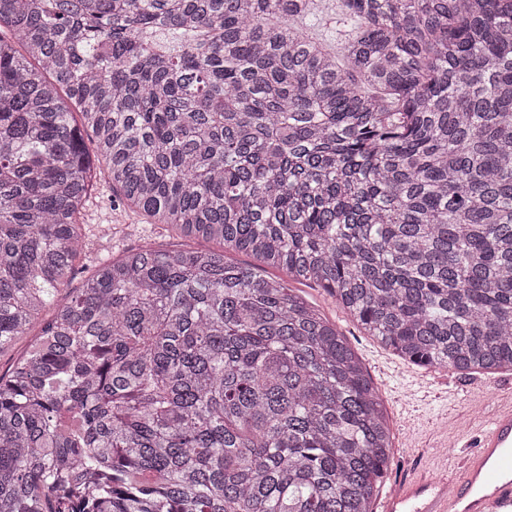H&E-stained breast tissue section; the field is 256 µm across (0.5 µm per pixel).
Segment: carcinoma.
I'll return each mask as SVG.
<instances>
[{
  "label": "carcinoma",
  "instance_id": "1",
  "mask_svg": "<svg viewBox=\"0 0 512 512\" xmlns=\"http://www.w3.org/2000/svg\"><path fill=\"white\" fill-rule=\"evenodd\" d=\"M312 4L0 0V352L40 326L0 512H374L383 401L266 267L415 365L512 370V0H340L338 53ZM95 161L185 243L57 301Z\"/></svg>",
  "mask_w": 512,
  "mask_h": 512
}]
</instances>
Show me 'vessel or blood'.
I'll return each mask as SVG.
<instances>
[{
  "instance_id": "1",
  "label": "vessel or blood",
  "mask_w": 512,
  "mask_h": 512,
  "mask_svg": "<svg viewBox=\"0 0 512 512\" xmlns=\"http://www.w3.org/2000/svg\"><path fill=\"white\" fill-rule=\"evenodd\" d=\"M377 512H512V393L501 394L477 451L453 478L418 470L400 479Z\"/></svg>"
}]
</instances>
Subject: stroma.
<instances>
[{
	"mask_svg": "<svg viewBox=\"0 0 512 512\" xmlns=\"http://www.w3.org/2000/svg\"><path fill=\"white\" fill-rule=\"evenodd\" d=\"M341 18L337 0H315L306 31L329 48H337ZM82 222V232L90 244L84 259L88 265L102 258L120 257L148 242L166 249L181 242L175 230L153 223L121 202L101 179L94 186ZM295 290L346 336L374 379L392 430L393 463L388 483H396L420 465L438 476L455 474L459 461L475 452L499 392L512 390V371L463 376L414 366L364 333L323 289L299 283Z\"/></svg>",
	"mask_w": 512,
	"mask_h": 512,
	"instance_id": "stroma-1",
	"label": "stroma"
}]
</instances>
